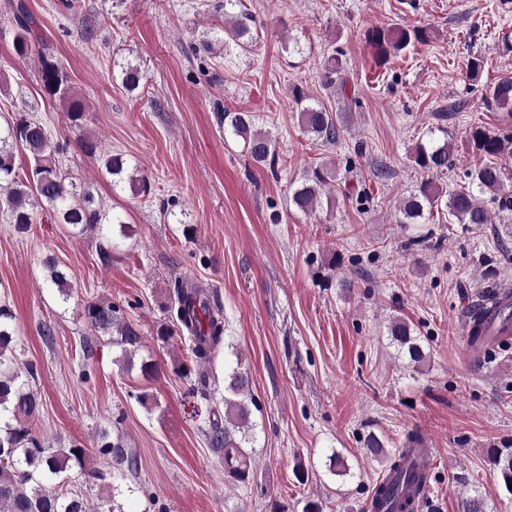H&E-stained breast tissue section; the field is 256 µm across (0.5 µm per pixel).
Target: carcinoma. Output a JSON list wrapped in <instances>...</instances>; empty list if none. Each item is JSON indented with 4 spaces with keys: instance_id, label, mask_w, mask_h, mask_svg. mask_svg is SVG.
Masks as SVG:
<instances>
[{
    "instance_id": "obj_1",
    "label": "carcinoma",
    "mask_w": 512,
    "mask_h": 512,
    "mask_svg": "<svg viewBox=\"0 0 512 512\" xmlns=\"http://www.w3.org/2000/svg\"><path fill=\"white\" fill-rule=\"evenodd\" d=\"M239 0H219L215 11L224 13L222 46L246 50L251 39V16L235 15L232 10ZM18 26L14 37L15 52L24 57L36 54L43 92L68 106L71 123L83 128L86 117L85 103L73 95L68 77L53 56L34 48L32 25L34 19L24 0L12 5ZM366 41L381 63L407 49L410 45L428 41L427 29L414 27H375L367 32ZM323 82L334 87L345 85L341 52L333 50L322 65ZM141 70L134 65L122 69V84L134 92L142 84ZM294 99L299 107V122L312 140L334 145L341 140L344 128L333 114L318 104L309 102L302 90H296ZM489 106L505 110L512 115V78L503 79L492 86L486 96ZM224 130L239 138L245 156L254 164L276 174L278 156L274 140L269 133L256 128L254 116L246 111L225 112L220 115ZM469 139L473 148L488 161L466 173V182L444 196L439 193L434 179L448 174L455 166L452 144L448 140L418 143L412 153L413 163L427 178L416 190L399 203V212L408 224H416L424 212L444 208L448 219L471 230L485 224H512V190L505 189L512 180V173L498 165L492 158L512 146V130L491 132L482 126L470 129ZM82 153L101 160L105 172L112 176L113 188L129 189L137 196L152 194V185L145 176L129 171L125 155L102 149L100 141L85 134L79 143ZM27 151L30 164L16 165L15 149ZM67 151V144L53 141L46 125L30 114H19L0 127V198L5 200L9 223L23 232L33 223L38 207H49L50 216L65 225L71 234L82 236L96 232L107 242L109 249L101 254L103 263L112 256L113 234L126 235V223L116 213H109L95 205L93 195L85 191L76 193L77 184L63 171L60 155ZM334 179L333 171L325 163L310 168L301 183L288 195V206L295 211L310 214L321 206L326 188ZM494 204L492 212L488 204ZM43 287L51 288L62 303L72 298V288L67 271L52 256L43 259ZM169 306L170 316L177 330L163 329L159 336L168 339L181 333L188 344V351L196 365L207 369L195 374L190 384V395L213 405L210 418L201 428L209 447L224 453V484L232 487L248 485L254 479V436L252 409L257 403L250 391L248 372L242 362L224 370V396L216 400V388L209 373L223 347L229 346L225 336L224 307L210 291L180 280L173 285ZM471 322L470 343L489 351L500 345L493 339V331L503 333L512 328V295L494 297L488 294L472 305L468 312ZM83 318L91 335L80 338L83 359L94 356L101 339L120 350L116 362L128 371L139 367L145 378H154L160 367L147 357L135 362L144 347V336L129 321L120 306L108 301L90 300L84 304ZM19 331L11 306L0 302V512H97L91 506L86 490L97 485L109 494L106 512H124L116 500L114 482L124 481L139 471L141 463L135 451L126 446L124 437L116 434L109 438L107 430L99 432L97 453L105 468H92L87 463L85 446L72 443L68 447L54 443L37 434L32 422L43 405L37 387L38 373L35 366L18 357ZM389 336L398 352L408 356L414 364L427 359L420 337L406 320L395 318L389 324ZM224 403V414L214 405ZM361 447L375 460L386 463L387 477L380 480L371 493L374 512H413L415 500L427 495L429 477L416 470L411 457L424 446L416 430L409 431L400 448L390 449L373 430L362 435ZM488 461L493 465L498 486L512 496V443L492 446ZM329 473L346 476L349 469L337 452L327 457ZM489 496L479 491L462 495L459 512H490Z\"/></svg>"
}]
</instances>
